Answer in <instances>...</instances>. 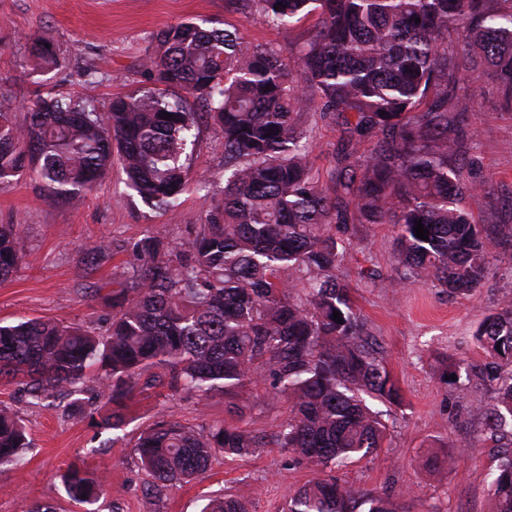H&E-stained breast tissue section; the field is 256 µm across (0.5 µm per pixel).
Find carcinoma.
<instances>
[{"label":"carcinoma","mask_w":512,"mask_h":512,"mask_svg":"<svg viewBox=\"0 0 512 512\" xmlns=\"http://www.w3.org/2000/svg\"><path fill=\"white\" fill-rule=\"evenodd\" d=\"M250 2L283 30L319 13L296 70L267 45L186 22L162 31L157 55L146 62L158 87L117 95L103 112L48 94L19 117L11 100L0 98V186L33 170L57 203L91 190L117 158L145 203L179 206L199 114L169 100V88L206 107L224 136L226 161L224 196L194 234L177 245L151 235L132 245L135 264L112 292L106 333L43 318L0 324V384H15L40 403L82 391L96 368L103 372L98 392L75 399L68 411H87L101 429L121 431L127 403L159 384L204 399L222 394L230 399L228 412L241 419L244 407L233 399L269 379L274 395L289 403L275 445L319 473L288 495L287 512H354L353 492L326 470L376 452L385 429L354 390L393 402L400 394L336 275L344 254L330 226L399 225L401 283L414 278L460 293L486 278L490 242L465 205L478 187L450 161L468 112L462 73L488 66L512 105V0ZM31 54L41 75L62 68L47 39L33 40ZM311 89L322 117L343 118L348 134L331 173L335 201L313 173L308 150L303 115ZM450 96L457 99L452 108ZM373 139L376 146L358 154L357 146ZM419 220L429 230L426 241L415 236ZM111 252L106 240L85 248L96 264ZM22 260L13 226L1 224L0 282ZM474 338L487 360L471 365V374L495 393L479 417L497 434L512 425V381L501 377L512 366V302L487 315ZM158 368L165 377L153 373ZM28 445L24 421L0 406V470L16 465ZM264 445L229 423L159 421L135 448L152 493L161 496L205 472L218 451L244 457ZM457 460L448 453L427 464L445 475ZM64 484L79 504L101 493L77 465ZM492 486L494 512H512V450ZM362 503L367 512H402L383 495H366ZM201 512L248 508L244 497L228 496Z\"/></svg>","instance_id":"1"}]
</instances>
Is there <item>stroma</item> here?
<instances>
[{"label": "stroma", "mask_w": 512, "mask_h": 512, "mask_svg": "<svg viewBox=\"0 0 512 512\" xmlns=\"http://www.w3.org/2000/svg\"><path fill=\"white\" fill-rule=\"evenodd\" d=\"M185 21L237 32L245 42L275 47L293 63L318 16L310 14L285 34L255 14L248 0H0V95L11 97L20 111L47 93L103 109L113 96L153 87L144 63L156 53L157 35ZM38 37L51 41L62 70L34 74L30 44ZM469 85L471 107L457 160L464 177L482 187L469 207L497 241L482 285L455 295L420 280L399 282L396 225L332 229L346 252L341 279L400 393L393 404L369 399L386 426L382 446L337 476L356 494H388L407 512H494L491 481L505 445L472 415L490 403L493 392L469 380L467 367L485 358L474 338L479 322L512 300V108L485 71L472 72ZM305 125L312 131L314 170L325 192H332L342 127L323 119L316 103L306 110ZM190 164L191 180L173 214L149 207L130 190L117 161L93 190L70 204L51 201L32 172L0 189V224L13 225L24 252L22 266L0 283V320L55 318L104 331L112 292L129 269L131 244L147 234L181 241L223 196L224 138L202 116ZM101 236L111 240L112 255L88 267L84 249ZM448 368L455 372L450 380L444 376ZM67 401L63 395L34 406L18 386L0 385V404L19 412L32 438L23 461L0 470V512H25L35 502L56 512H200L208 498L241 493L250 500V512H282L289 492L316 475L276 447L289 408L267 383L239 398L247 407L243 427L266 436V445L243 458L216 455L205 474L160 497L146 491L148 476L134 448L139 434L163 419L195 427L222 424L227 399L217 394L202 401L162 386L149 389L131 402L130 423L119 440L90 414L64 415ZM433 452H455L460 460L436 476L423 465ZM74 464L103 489L90 506L65 493L63 478Z\"/></svg>", "instance_id": "35a3bbf8"}]
</instances>
